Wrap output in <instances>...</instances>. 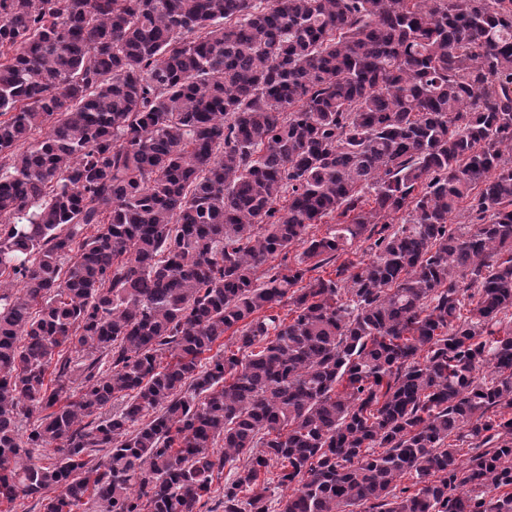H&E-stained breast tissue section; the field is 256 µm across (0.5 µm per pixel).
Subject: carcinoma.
Listing matches in <instances>:
<instances>
[{
	"label": "carcinoma",
	"instance_id": "1",
	"mask_svg": "<svg viewBox=\"0 0 512 512\" xmlns=\"http://www.w3.org/2000/svg\"><path fill=\"white\" fill-rule=\"evenodd\" d=\"M511 312L512 0H0V501L512 512Z\"/></svg>",
	"mask_w": 512,
	"mask_h": 512
}]
</instances>
